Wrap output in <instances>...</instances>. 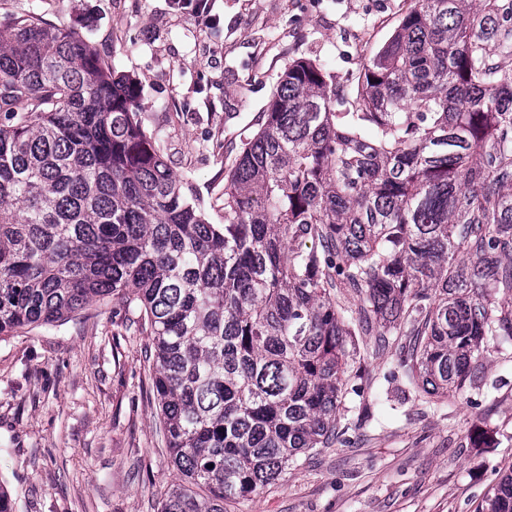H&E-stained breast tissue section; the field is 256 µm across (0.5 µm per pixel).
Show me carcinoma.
<instances>
[{
    "label": "carcinoma",
    "mask_w": 512,
    "mask_h": 512,
    "mask_svg": "<svg viewBox=\"0 0 512 512\" xmlns=\"http://www.w3.org/2000/svg\"><path fill=\"white\" fill-rule=\"evenodd\" d=\"M413 2L351 89L288 63L222 224L80 33L0 23V336L125 300L179 472L161 512H227L351 443L369 336L436 409L512 340V0ZM478 512H512V469Z\"/></svg>",
    "instance_id": "1"
}]
</instances>
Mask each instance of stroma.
Listing matches in <instances>:
<instances>
[{
    "label": "stroma",
    "instance_id": "1",
    "mask_svg": "<svg viewBox=\"0 0 512 512\" xmlns=\"http://www.w3.org/2000/svg\"><path fill=\"white\" fill-rule=\"evenodd\" d=\"M412 0H216L206 27L171 0H0V22L33 11L78 30L132 78L170 169L224 221V166L252 137L296 58L355 80ZM119 299L58 328L0 340V485L17 512H161L177 473L158 417L147 336ZM388 349L369 358L364 396L337 415L353 446L320 449L280 485L230 512H475L512 467V343L483 363V389L433 410L409 394ZM485 436L472 447V431Z\"/></svg>",
    "mask_w": 512,
    "mask_h": 512
}]
</instances>
